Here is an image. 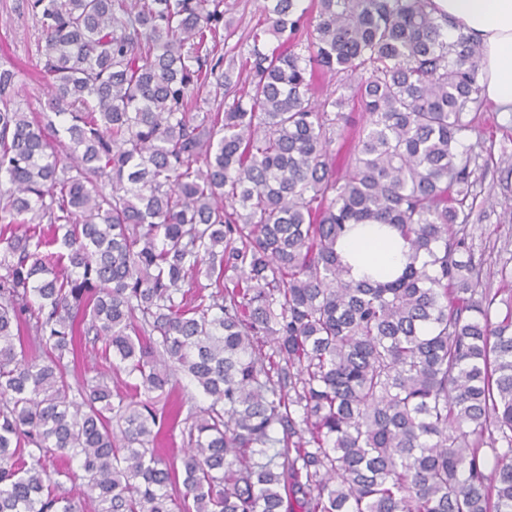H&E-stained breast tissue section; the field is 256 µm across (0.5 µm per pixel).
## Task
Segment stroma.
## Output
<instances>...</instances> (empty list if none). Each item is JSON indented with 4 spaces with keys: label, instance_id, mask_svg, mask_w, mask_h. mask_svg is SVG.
Masks as SVG:
<instances>
[{
    "label": "stroma",
    "instance_id": "1",
    "mask_svg": "<svg viewBox=\"0 0 512 512\" xmlns=\"http://www.w3.org/2000/svg\"><path fill=\"white\" fill-rule=\"evenodd\" d=\"M264 0H224L225 17L235 33L228 42L232 54L247 56L252 47L251 29L262 21ZM40 32L36 22L21 8V0H0V66L16 68L21 76L12 98L27 112L48 109V78L34 66ZM360 76L356 73L326 75L313 95L316 105L326 99H344L343 110L354 124H361L362 108L350 99ZM462 119L470 129L464 146L478 153L473 193L476 207L467 231L475 256L484 262L483 284L502 287L501 269H512V112L499 111L486 98L468 105Z\"/></svg>",
    "mask_w": 512,
    "mask_h": 512
}]
</instances>
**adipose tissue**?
Wrapping results in <instances>:
<instances>
[{
    "mask_svg": "<svg viewBox=\"0 0 512 512\" xmlns=\"http://www.w3.org/2000/svg\"><path fill=\"white\" fill-rule=\"evenodd\" d=\"M440 13L470 33L482 50L479 84L488 100L512 108V0H434ZM353 279H390L407 263L398 233L385 224H358L336 245Z\"/></svg>",
    "mask_w": 512,
    "mask_h": 512,
    "instance_id": "ef3b65f1",
    "label": "adipose tissue"
}]
</instances>
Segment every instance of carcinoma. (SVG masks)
Wrapping results in <instances>:
<instances>
[{"label":"carcinoma","mask_w":512,"mask_h":512,"mask_svg":"<svg viewBox=\"0 0 512 512\" xmlns=\"http://www.w3.org/2000/svg\"><path fill=\"white\" fill-rule=\"evenodd\" d=\"M302 2L241 86L224 0H23L53 84L25 112L0 68V512H512V290L457 148L479 45L433 0ZM348 71L343 142L310 97ZM352 224L398 232V277L347 278ZM179 371L207 406H157Z\"/></svg>","instance_id":"1"}]
</instances>
